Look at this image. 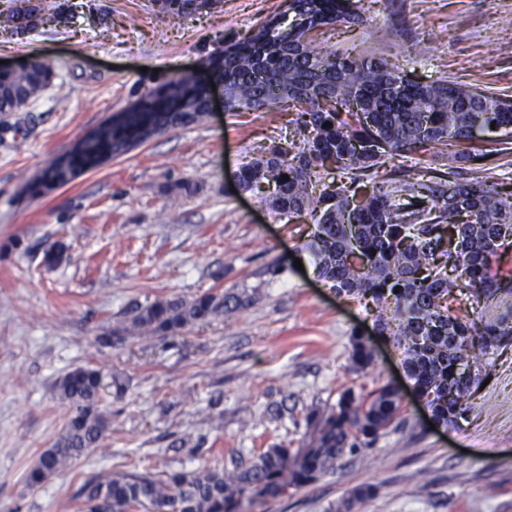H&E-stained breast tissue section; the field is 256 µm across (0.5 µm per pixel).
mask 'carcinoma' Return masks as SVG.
<instances>
[{
	"mask_svg": "<svg viewBox=\"0 0 512 512\" xmlns=\"http://www.w3.org/2000/svg\"><path fill=\"white\" fill-rule=\"evenodd\" d=\"M0 29L25 35L70 13L59 0H9ZM162 12L200 14L222 0H156ZM359 0H288L250 37L211 54L212 74L233 90L230 106L273 110L305 105L291 120L292 139L253 159L241 171L243 189L288 216L311 215L306 244L318 277L336 294L364 300L376 326L401 350L403 366L434 421L454 425L466 400L485 378L484 357L512 344V277L493 258L512 239V195L499 190L483 134L512 129V99L477 93L450 80L420 84L383 59H357L311 46L310 35L336 23L361 24ZM51 68L35 62L24 72L0 74V112H14L45 88ZM157 133L202 121L206 91L173 77L148 91ZM330 126L323 127L324 123ZM142 117L133 109L112 117L66 158L53 160L44 181L64 185L143 142ZM439 149L447 176L424 180L407 167L399 178L376 180L385 157ZM289 179H284V176ZM469 291L484 303L477 318L451 312L448 297ZM242 305L235 294L165 300L134 310L124 332L166 336ZM351 359L374 360L371 342L352 339ZM97 372L76 369L59 383L69 403L65 429L27 474L31 487L68 470L101 446L107 422L98 410ZM403 398L384 384L367 394L348 390L336 405L307 416L310 446L287 468L288 448H270L247 466L160 475L123 472L87 480L80 489L85 512H226L245 488L282 495L336 470V463L402 425ZM362 484L336 506L356 512L375 495Z\"/></svg>",
	"mask_w": 512,
	"mask_h": 512,
	"instance_id": "carcinoma-1",
	"label": "carcinoma"
}]
</instances>
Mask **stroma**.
Wrapping results in <instances>:
<instances>
[{
  "label": "stroma",
  "instance_id": "1",
  "mask_svg": "<svg viewBox=\"0 0 512 512\" xmlns=\"http://www.w3.org/2000/svg\"><path fill=\"white\" fill-rule=\"evenodd\" d=\"M69 23L16 36L0 60L36 58L52 82L0 113V512H82L80 485L113 472L234 469L268 449L299 452L306 416L345 391L410 387L375 314L336 295L304 251L309 217L232 191L243 166L289 133L295 107L213 110L125 155L45 186L52 159L173 76L208 78L210 54L277 13L284 0H224L176 16L154 0H73ZM363 24L318 44L382 58L420 83L454 80L512 99V0H361ZM107 37H99L100 29ZM57 254L56 262L45 259ZM211 292L244 304L169 336L112 338L136 306ZM374 362L351 360L353 334ZM101 374L102 447L40 487L28 470L63 431L70 371ZM456 427L432 426L405 399L404 428L346 455L335 471L277 497L245 491L233 512H333L371 484L359 512H512V345ZM207 453L192 456L191 448ZM375 492L376 488L370 484H362L353 488L348 496L337 504L336 512L357 511V507L372 498Z\"/></svg>",
  "mask_w": 512,
  "mask_h": 512
}]
</instances>
